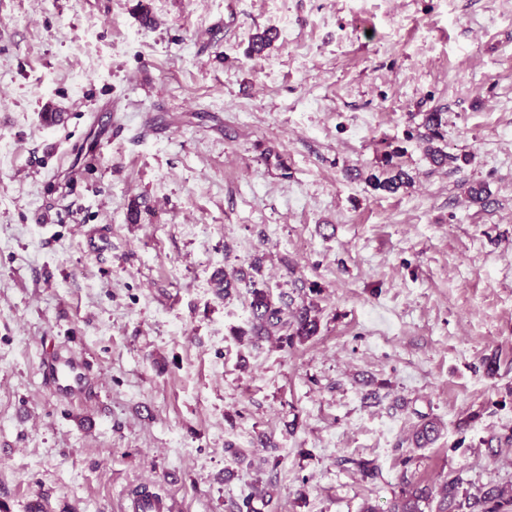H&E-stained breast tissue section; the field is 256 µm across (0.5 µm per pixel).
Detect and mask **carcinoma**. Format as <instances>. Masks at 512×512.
Listing matches in <instances>:
<instances>
[{"mask_svg": "<svg viewBox=\"0 0 512 512\" xmlns=\"http://www.w3.org/2000/svg\"><path fill=\"white\" fill-rule=\"evenodd\" d=\"M276 39L277 32L272 29L254 34L249 42V53H264ZM423 125L427 129V155L433 164L442 166L447 162L448 155L440 147L433 146L434 142L444 139L442 113H426ZM411 181V176L393 163L391 155L384 159L381 172L369 177V183L374 188L389 192H395ZM242 282L249 285L250 326L247 330H232L233 336L238 339L250 336L254 344L273 337L279 347L290 348L318 333V309L314 302L303 301L293 307L281 299L276 301L269 289L253 280L250 273L242 268L222 275L218 286L227 296ZM437 435V423L432 419H425L414 431L412 443L417 448H424L435 441ZM435 494L439 495L437 512H499L512 504V496L505 497V491L501 488L479 487L474 490L464 486L462 479L455 476L445 481L436 492L408 480L403 481L398 493L391 499L389 512H424L422 504L429 503ZM256 501L268 506L271 503L270 493L264 488H254V491L242 498V502L236 504L237 512H257L254 506Z\"/></svg>", "mask_w": 512, "mask_h": 512, "instance_id": "1", "label": "carcinoma"}]
</instances>
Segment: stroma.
<instances>
[{"label":"stroma","instance_id":"stroma-1","mask_svg":"<svg viewBox=\"0 0 512 512\" xmlns=\"http://www.w3.org/2000/svg\"><path fill=\"white\" fill-rule=\"evenodd\" d=\"M257 256L309 341L232 336L215 275ZM511 449L512 0H0V512H388L405 479L512 488ZM423 125L426 127L428 133L426 135L427 155L431 162L435 165L442 166L448 160V155L445 154L438 146H433L435 141L444 140L443 135V117L442 113L429 112L424 117ZM393 158L394 155H388L384 159V164L379 175L372 174L369 177V183L374 188L395 192L402 186H406L411 183V176L397 164H394ZM87 367L83 361L72 356L57 357L51 364H46L43 379L63 398H68L81 391L86 378Z\"/></svg>","mask_w":512,"mask_h":512}]
</instances>
